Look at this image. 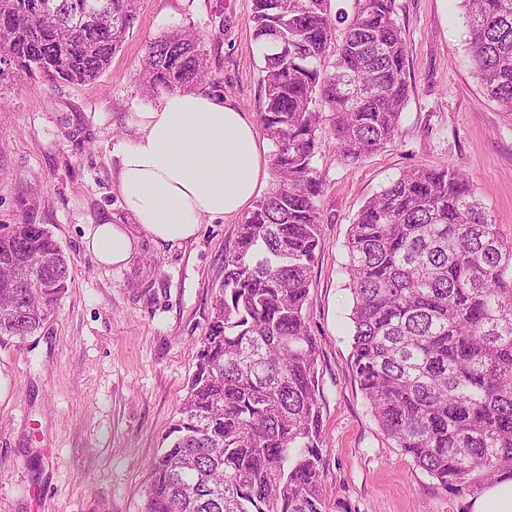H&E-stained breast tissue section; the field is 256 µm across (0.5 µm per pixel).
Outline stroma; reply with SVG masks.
Listing matches in <instances>:
<instances>
[{
    "instance_id": "35a3bbf8",
    "label": "stroma",
    "mask_w": 512,
    "mask_h": 512,
    "mask_svg": "<svg viewBox=\"0 0 512 512\" xmlns=\"http://www.w3.org/2000/svg\"><path fill=\"white\" fill-rule=\"evenodd\" d=\"M252 0H140L138 20L96 82L0 83V229L45 225L69 259L68 290L35 335L0 341V512H142L148 468L185 396L216 277L238 219L203 222L180 247L145 239L123 268L88 252L91 225L127 221L108 145L154 103L139 79L148 45L199 32L208 91L250 114L264 102ZM411 92L381 151L345 161L322 136V236L307 317L319 346L326 512H471L382 433L351 367L344 242L364 203L416 165L473 181L512 235V115L476 78L461 0H395Z\"/></svg>"
}]
</instances>
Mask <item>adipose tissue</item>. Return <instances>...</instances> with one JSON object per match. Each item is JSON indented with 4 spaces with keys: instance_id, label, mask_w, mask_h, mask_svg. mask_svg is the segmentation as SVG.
Here are the masks:
<instances>
[{
    "instance_id": "obj_1",
    "label": "adipose tissue",
    "mask_w": 512,
    "mask_h": 512,
    "mask_svg": "<svg viewBox=\"0 0 512 512\" xmlns=\"http://www.w3.org/2000/svg\"><path fill=\"white\" fill-rule=\"evenodd\" d=\"M112 150L129 221H104L86 236L99 264L124 267L141 238L180 245L203 220L238 217L261 197L267 148L253 116L201 91L174 90L127 120Z\"/></svg>"
}]
</instances>
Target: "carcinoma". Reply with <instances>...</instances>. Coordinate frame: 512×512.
<instances>
[{
  "label": "carcinoma",
  "mask_w": 512,
  "mask_h": 512,
  "mask_svg": "<svg viewBox=\"0 0 512 512\" xmlns=\"http://www.w3.org/2000/svg\"><path fill=\"white\" fill-rule=\"evenodd\" d=\"M252 0L259 125L275 182L239 225L143 512H325L319 347L309 327L327 128L355 163L395 138L410 84L395 0ZM474 72L512 114V0H461ZM138 19V0H0V77L92 82ZM342 39L335 43V24ZM332 70L322 62L329 48ZM146 90L209 79L185 29L147 48ZM321 99L326 111L312 103ZM345 247L351 362L370 411L437 487L464 494L512 474V238L469 177L418 165L368 199ZM42 224L0 233V338L40 330L68 288Z\"/></svg>",
  "instance_id": "1"
}]
</instances>
